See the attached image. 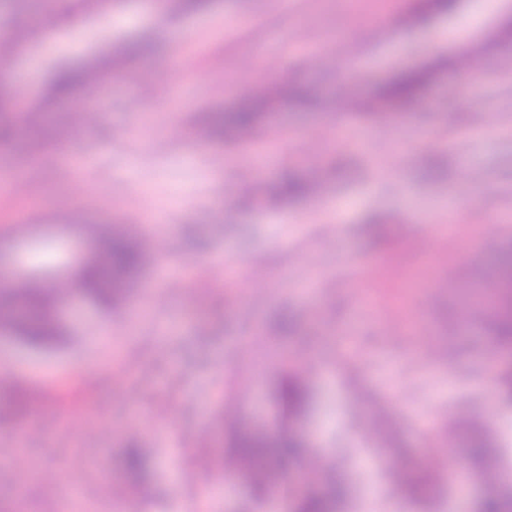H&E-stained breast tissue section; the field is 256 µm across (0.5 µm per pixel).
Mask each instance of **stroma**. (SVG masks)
Here are the masks:
<instances>
[{
    "mask_svg": "<svg viewBox=\"0 0 512 512\" xmlns=\"http://www.w3.org/2000/svg\"><path fill=\"white\" fill-rule=\"evenodd\" d=\"M68 3L43 50L0 69L12 117L41 98L58 60L140 35L156 52L96 89L97 110L70 127L65 152L0 151V285L8 271L63 260L78 216L139 225L154 259L127 307L67 314L64 346L32 351L0 337V364L13 369L0 386V512H199L225 479V401L272 417L271 381L290 363L314 368L316 407L302 431L348 488L342 512H421L380 452L373 407L412 466H426L443 423L462 418L492 433L500 466L512 468V407L498 399L512 350L485 321L457 320L512 242V78L496 45L512 0H457L456 12L414 21L410 0H215L188 16L148 0L77 14ZM474 11L481 25L449 38L458 15ZM381 21L387 29L351 65L361 93L440 57L465 62L424 91L416 112L380 125L338 108L284 112L249 144L188 135L203 110L266 86L270 56L320 92L337 90L349 65L334 45L316 58L313 46ZM469 66L483 78L466 86ZM318 154L336 174L289 204L295 223L257 205L260 190ZM344 199L354 207L338 222ZM410 200L433 210L430 243L405 216ZM283 311L299 324L284 357L261 333ZM16 388L31 396L26 413L12 402ZM134 417L148 474L119 498L111 488L124 477ZM42 473L54 475L53 490L33 491ZM486 493L477 481L459 496L448 478L430 506L475 512Z\"/></svg>",
    "mask_w": 512,
    "mask_h": 512,
    "instance_id": "1",
    "label": "stroma"
}]
</instances>
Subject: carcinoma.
Segmentation results:
<instances>
[{
  "mask_svg": "<svg viewBox=\"0 0 512 512\" xmlns=\"http://www.w3.org/2000/svg\"><path fill=\"white\" fill-rule=\"evenodd\" d=\"M23 10L44 16L53 9L51 0H22ZM211 0H168L177 12L193 15L206 11ZM453 0H418L416 14L445 11ZM34 42L31 27L12 30L9 48L23 51ZM154 52L147 39L127 41L82 65L57 62L50 71L44 95L22 124L10 117L12 91L0 87V148H11L19 139V131L31 147L45 142L61 143L63 131L72 124L74 111L82 109L90 91L99 82L112 77L116 67H128ZM448 61L400 70L374 92L353 105L355 115L382 123L399 115L403 108L416 105L424 88ZM336 99H322L305 82L283 79L272 87L240 98L233 109L204 113L202 127L213 139L232 143L253 140L265 127L272 111L310 110L335 106ZM309 172L295 170L284 183L267 187L261 202L268 208H279L289 198L303 199L315 189ZM94 247L93 255L81 261L73 273L56 284L45 283L42 269L18 279L9 288H0V336L15 339L39 349L52 348L68 339L62 322V301L68 298L90 304L104 312L124 306L138 288L143 271L151 257V245L135 224H79ZM483 275L489 283L482 302L489 316L493 336L499 346L512 347V246L503 250L498 264L488 267ZM272 397L279 407V419L271 426L258 417H244L231 407L224 409V462L233 466L249 487L244 508L258 512L266 503L280 498L285 512H338L345 491L338 482L324 484L313 477L312 464L319 458L309 454L308 443L301 433L302 423L314 409L315 394L309 370H287L285 383L272 385ZM466 466L482 480L485 465L492 454L493 440L482 434L468 439ZM298 463L307 472L305 489L298 493L288 484V464ZM143 466L141 454L128 448L125 472L137 480ZM444 472L433 465L413 469L402 483L404 497L412 502L430 500L440 487ZM503 491H493L478 505L477 512H512V478L496 477Z\"/></svg>",
  "mask_w": 512,
  "mask_h": 512,
  "instance_id": "carcinoma-1",
  "label": "carcinoma"
}]
</instances>
